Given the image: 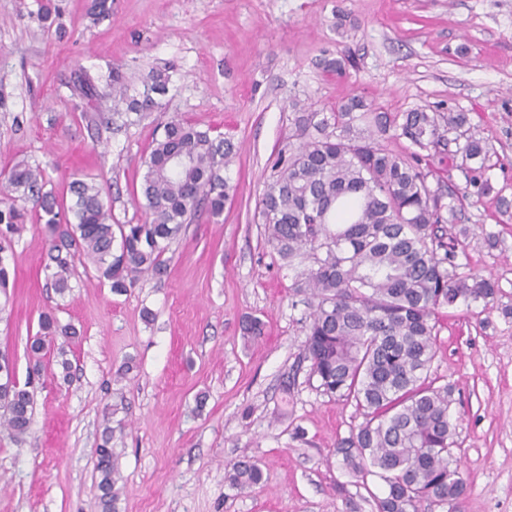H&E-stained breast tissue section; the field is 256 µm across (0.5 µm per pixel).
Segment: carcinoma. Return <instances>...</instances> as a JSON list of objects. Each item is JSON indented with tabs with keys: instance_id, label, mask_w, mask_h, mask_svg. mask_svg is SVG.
Instances as JSON below:
<instances>
[{
	"instance_id": "carcinoma-1",
	"label": "carcinoma",
	"mask_w": 512,
	"mask_h": 512,
	"mask_svg": "<svg viewBox=\"0 0 512 512\" xmlns=\"http://www.w3.org/2000/svg\"><path fill=\"white\" fill-rule=\"evenodd\" d=\"M172 80L153 68L136 91L115 69L89 79L83 93L112 97L115 110L152 112ZM455 133L459 167L486 169L487 142L463 112H378L361 96L336 106L328 117L297 112L293 141L274 162L273 180L259 201V216L271 253L294 273L292 288L305 296V358L320 387L353 401L365 416L357 433L337 442L334 452L352 473L374 476L386 486L375 499L377 512H420L422 503L445 505L467 491L451 448L455 425L451 392L428 382L436 357L437 313L443 306L470 304L496 294L495 282L458 272L459 240L445 224L457 219L459 196L434 190L435 176L424 151L441 144L440 127ZM400 132L416 150L385 149L380 140ZM231 140L173 117L152 141L141 184L144 221L112 223L102 189L80 178L60 201L45 171L16 164L0 172V287H6L5 253L27 215L45 224L50 236V286L69 290L75 261H91L95 278L122 293L144 272L162 275L164 254L183 227L201 212L220 216L234 190L223 175L235 157ZM76 329L52 312L39 318V331L26 345L27 381L20 384L16 360L0 364V427L16 441L28 432L33 411L32 378L53 354L67 381L66 346ZM108 427L96 448L97 487L102 512H116L117 487ZM262 469L250 460L228 467L230 486L259 484Z\"/></svg>"
}]
</instances>
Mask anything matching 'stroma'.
<instances>
[{
    "instance_id": "stroma-1",
    "label": "stroma",
    "mask_w": 512,
    "mask_h": 512,
    "mask_svg": "<svg viewBox=\"0 0 512 512\" xmlns=\"http://www.w3.org/2000/svg\"><path fill=\"white\" fill-rule=\"evenodd\" d=\"M0 0V169H45L56 196L72 176L95 182L119 224L142 222L143 159L177 116L230 138L235 187L220 217L201 215L167 255L163 276L121 294L76 263L58 295L50 241L35 220L8 254L0 349L17 357L53 312L80 332L71 378L46 361L22 441L0 432V512H100L95 450L112 441L118 512H376L384 484L336 457L364 417L323 392L304 357L309 309L266 241L258 201L293 129L296 106L328 113L354 95L380 112H464L487 140L492 190L478 194L439 147L440 190L466 191L448 227L463 273L494 281L493 299L439 309L430 381L451 390L459 503L425 512H512V0ZM342 61L336 74L327 65ZM169 67L158 109L114 112L77 88L114 68L136 82ZM264 324L244 335V317ZM248 457L261 483L229 486Z\"/></svg>"
}]
</instances>
